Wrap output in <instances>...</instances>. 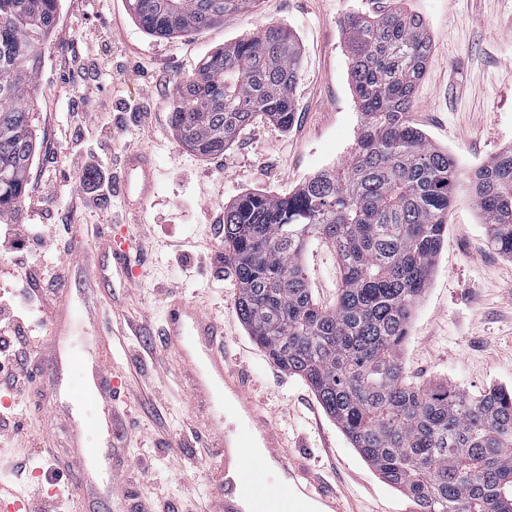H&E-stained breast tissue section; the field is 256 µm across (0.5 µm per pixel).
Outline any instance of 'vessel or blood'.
Here are the masks:
<instances>
[{
    "label": "vessel or blood",
    "mask_w": 512,
    "mask_h": 512,
    "mask_svg": "<svg viewBox=\"0 0 512 512\" xmlns=\"http://www.w3.org/2000/svg\"><path fill=\"white\" fill-rule=\"evenodd\" d=\"M115 185L128 205L144 207L154 194L155 165L149 153L134 152L127 156ZM129 246L122 235H105L104 247L112 254L111 267H100L90 274L88 288L115 278L132 285L133 276L121 259ZM83 316L79 308L61 301L59 314L49 327L55 342L48 360L56 375L65 371L78 374L81 390L95 397L98 415L95 427L101 437V465L104 472L112 470V450L120 431L115 422L112 401L116 379L108 377L97 354V337H85L75 349L60 348L71 322ZM164 347L187 365L192 380V400L200 408H208L215 400L227 399L228 407L241 424L252 431L251 445L266 449L277 463L282 478L269 485L263 476L255 474L253 461L237 455L238 439L225 429L221 418L208 425L209 436L218 453L209 460L208 470L221 477L215 489L213 512H291L298 498L307 499L318 512H344L335 489L322 478L302 466L285 450L275 431L267 424L261 404L254 399L237 368L224 350V325L212 314L188 303L183 297H172L165 308Z\"/></svg>",
    "instance_id": "obj_1"
}]
</instances>
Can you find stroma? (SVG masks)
<instances>
[{
    "label": "stroma",
    "instance_id": "1",
    "mask_svg": "<svg viewBox=\"0 0 512 512\" xmlns=\"http://www.w3.org/2000/svg\"><path fill=\"white\" fill-rule=\"evenodd\" d=\"M398 4L423 19L432 43L412 105L416 125L460 171L486 163L512 145V0H254L223 23L172 38L146 33L129 0H60L35 79L38 148L26 194L15 212L0 215V297L16 279L11 228L34 224L65 242V251L47 255L53 285L22 303L20 313L39 336L61 289L74 306L94 309L86 328L98 336L113 376L126 384L115 402L124 440L114 455L112 512H147L153 500L181 512L188 494L199 497L203 512L212 508L206 415L194 407L182 361L160 350L172 294L223 319L230 358L271 426L289 454L336 489L347 512H408L409 501L352 448L306 383L252 341L224 259L225 206L248 192L288 195L350 158L361 115L344 21L353 12ZM270 23L290 29L301 49L292 124L284 130L262 117L224 153L196 154L172 124L178 86L214 51ZM134 150L149 151L157 166L156 193L142 212L116 194H90L83 178L85 162L112 172ZM468 193V183L459 181L448 236L413 314L402 363L413 381L447 382L477 395L493 385L512 389V260L488 247ZM104 228L130 236L125 261L136 277L129 287L90 291L87 274L105 259ZM302 263L314 300L335 303L340 272L333 248L311 240ZM41 403L37 393L21 399L0 386V416L23 410L32 446L17 456L0 435V479L16 490L37 486L42 499L32 512L75 495L74 483H42L37 473L52 468L45 447L66 444L72 421L94 418L83 398L61 400L50 416Z\"/></svg>",
    "mask_w": 512,
    "mask_h": 512
}]
</instances>
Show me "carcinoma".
Here are the masks:
<instances>
[{"label":"carcinoma","instance_id":"obj_1","mask_svg":"<svg viewBox=\"0 0 512 512\" xmlns=\"http://www.w3.org/2000/svg\"><path fill=\"white\" fill-rule=\"evenodd\" d=\"M254 0H130L157 37L198 31ZM60 0H0V213L24 197L37 137L34 79ZM362 115L354 152L283 197L249 192L224 208V259L237 314L278 367L302 379L360 456L413 512H512V389L479 395L409 380L401 353L455 202V159L411 118L431 44L422 19L395 8L344 21ZM300 49L266 25L210 55L183 80L172 123L200 156L218 154L259 117L286 129ZM491 246L512 259V146L469 172ZM338 259L336 304L318 305L300 263L308 241Z\"/></svg>","mask_w":512,"mask_h":512}]
</instances>
